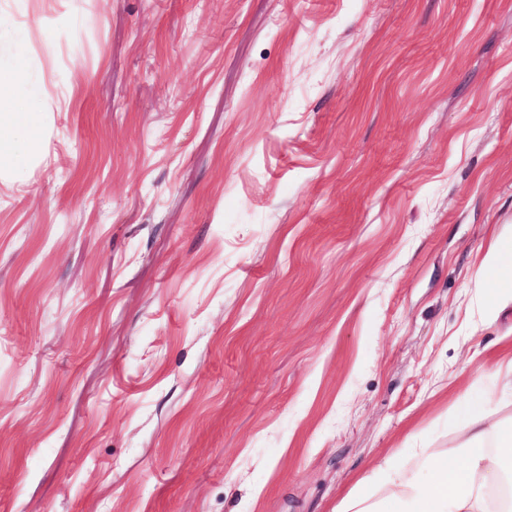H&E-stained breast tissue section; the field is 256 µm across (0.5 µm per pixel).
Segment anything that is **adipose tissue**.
Returning a JSON list of instances; mask_svg holds the SVG:
<instances>
[{
    "instance_id": "1",
    "label": "adipose tissue",
    "mask_w": 512,
    "mask_h": 512,
    "mask_svg": "<svg viewBox=\"0 0 512 512\" xmlns=\"http://www.w3.org/2000/svg\"><path fill=\"white\" fill-rule=\"evenodd\" d=\"M24 77L22 67L0 71V172L11 170L18 156L20 131L39 129L43 115L24 107L10 94ZM469 439L462 448L461 461L436 457L431 449L421 455L430 471L428 483L410 480L395 467H387L388 490L373 501L357 498L336 512H512V494L501 496L506 480L501 449L512 447V423H493L488 410L475 408L469 418ZM495 435L499 452L485 451L488 435Z\"/></svg>"
}]
</instances>
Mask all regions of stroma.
Segmentation results:
<instances>
[{
	"label": "stroma",
	"mask_w": 512,
	"mask_h": 512,
	"mask_svg": "<svg viewBox=\"0 0 512 512\" xmlns=\"http://www.w3.org/2000/svg\"><path fill=\"white\" fill-rule=\"evenodd\" d=\"M16 64L0 512H336L512 419V0H0Z\"/></svg>",
	"instance_id": "1"
}]
</instances>
